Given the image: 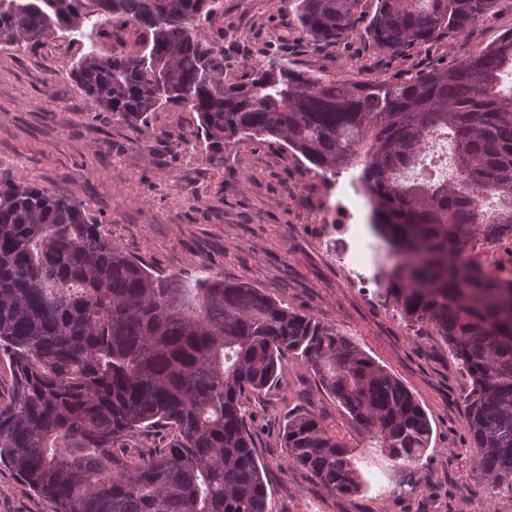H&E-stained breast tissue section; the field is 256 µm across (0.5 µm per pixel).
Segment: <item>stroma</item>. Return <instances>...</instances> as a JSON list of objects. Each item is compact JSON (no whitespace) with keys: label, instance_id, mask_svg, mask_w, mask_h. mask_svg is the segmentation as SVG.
<instances>
[{"label":"stroma","instance_id":"obj_1","mask_svg":"<svg viewBox=\"0 0 512 512\" xmlns=\"http://www.w3.org/2000/svg\"><path fill=\"white\" fill-rule=\"evenodd\" d=\"M228 81L272 54L322 78L389 76L452 65L512 30V9L429 50H378L362 30L326 48L304 36L289 0H224ZM83 48L55 32L33 46L0 45V182L24 181L81 201L126 255L165 275L201 270L242 281L352 337L399 378L425 410L429 447L405 467L368 445L317 379L293 355L279 382L251 396L249 432L268 493V512H512V494L489 495L475 471L462 394L467 380L445 342L408 326L391 295L364 280L346 282L324 240L322 174L283 143L246 140L216 150L196 136L198 117L165 105L132 125L95 108L73 88ZM314 414L353 448L366 484L341 494L288 460V419ZM0 464V512H54Z\"/></svg>","mask_w":512,"mask_h":512}]
</instances>
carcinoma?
Returning <instances> with one entry per match:
<instances>
[{"instance_id": "1", "label": "carcinoma", "mask_w": 512, "mask_h": 512, "mask_svg": "<svg viewBox=\"0 0 512 512\" xmlns=\"http://www.w3.org/2000/svg\"><path fill=\"white\" fill-rule=\"evenodd\" d=\"M304 36L323 45L355 29L362 0H292ZM512 0H378L364 27L381 51L429 47ZM224 0H0V44L60 30L85 52L80 94L128 121L166 104L196 112L221 148L275 139L325 181L360 168L375 232L405 260L389 294L409 326L433 325L468 379L463 402L491 494L512 493V284L459 262L463 238L512 226V31L453 66L381 80L324 79L271 57L229 83L224 45L195 29ZM151 38L133 53L101 40L128 25ZM433 138L453 146L461 179L417 181ZM497 198L479 222L478 197ZM293 354L350 422L410 466L431 425L407 387L327 326L243 282L164 276L113 245L72 195L0 182V354L16 393L0 406V463L56 512H267L245 400L280 378ZM167 432L162 448L128 441ZM288 458L351 493V450L312 414L288 419Z\"/></svg>"}]
</instances>
